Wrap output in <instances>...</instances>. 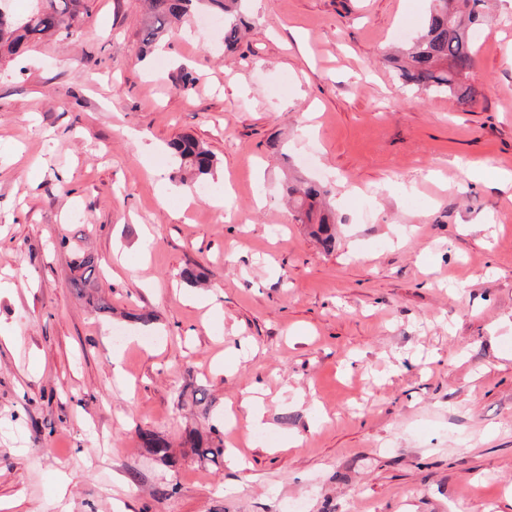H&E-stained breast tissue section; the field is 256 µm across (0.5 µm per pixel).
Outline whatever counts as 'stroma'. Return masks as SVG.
Instances as JSON below:
<instances>
[{
  "mask_svg": "<svg viewBox=\"0 0 512 512\" xmlns=\"http://www.w3.org/2000/svg\"><path fill=\"white\" fill-rule=\"evenodd\" d=\"M428 6L250 0L228 52L219 11L147 47L141 0H90L73 36L0 61L11 512H512V25L479 29L467 109L383 61ZM184 135L213 191L159 203ZM293 172L329 189L335 248L284 199ZM229 412L243 464H200L187 431ZM174 158L180 167L189 169L200 178L213 172V155L203 145L190 136H184L170 144Z\"/></svg>",
  "mask_w": 512,
  "mask_h": 512,
  "instance_id": "1",
  "label": "stroma"
}]
</instances>
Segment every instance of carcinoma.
<instances>
[{"instance_id":"carcinoma-1","label":"carcinoma","mask_w":512,"mask_h":512,"mask_svg":"<svg viewBox=\"0 0 512 512\" xmlns=\"http://www.w3.org/2000/svg\"><path fill=\"white\" fill-rule=\"evenodd\" d=\"M0 11L6 20L0 24V58L18 54L46 36L70 37L78 30L89 13L87 0H29V8L15 13ZM147 16L142 41L154 43L175 21L188 16L196 0H145ZM244 0H210L224 14V49L232 50L241 42L249 28L242 11ZM488 0H430L429 13L421 34L402 50L385 56L402 84L425 93H446L463 106L472 108L478 103V91L468 79L475 64V30L487 22ZM180 167L193 172L195 178L213 172V155L190 136L170 144ZM283 191L293 202L297 220L307 224L313 235L324 245L332 247L336 240L335 218L324 209L323 198L329 191L321 185L294 175L283 184ZM81 274L72 286L81 288L96 274L97 263L90 256L78 264ZM193 454L204 464L219 465L224 461V437L216 426L209 433L197 429L187 434ZM143 444L161 457H169V444L154 433L141 435Z\"/></svg>"}]
</instances>
